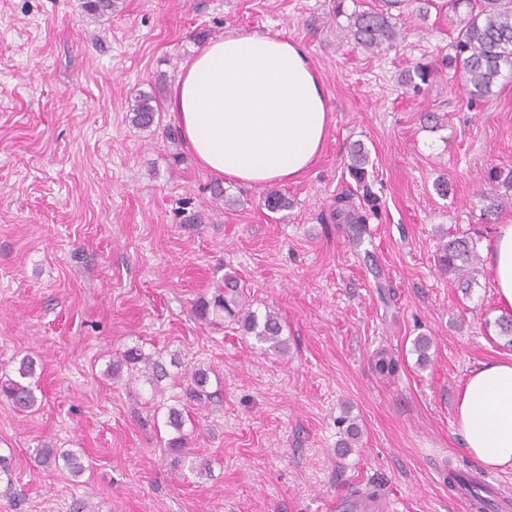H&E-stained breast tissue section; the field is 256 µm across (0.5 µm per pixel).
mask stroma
Listing matches in <instances>:
<instances>
[{
    "mask_svg": "<svg viewBox=\"0 0 512 512\" xmlns=\"http://www.w3.org/2000/svg\"><path fill=\"white\" fill-rule=\"evenodd\" d=\"M83 2L0 0V376L32 356L42 392L31 413L0 404V512H357L361 491L369 512H475L448 486L464 460L484 512H503L512 468L467 460L455 417L469 374L512 359L495 283L486 268L462 289L436 264L458 233L491 248L486 172L512 167V73L470 106L444 64L467 0H403L396 43L377 51L349 24L382 0H118L101 19ZM237 31L304 45L329 95L323 149L282 184L292 206L277 213L263 188L232 182L231 205L213 203L215 176L164 134L168 111L156 130L129 119L131 94L166 103L185 61ZM425 64L433 80L404 85ZM356 143L379 203L360 246L334 215L338 197L362 201L346 168ZM227 273L251 310L278 314L286 355L197 318ZM131 347L167 378L111 375ZM382 349L394 377L374 367ZM199 367L204 405L186 396ZM172 407L191 459L166 447ZM341 418L360 431L345 453ZM44 444L84 471L37 465Z\"/></svg>",
    "mask_w": 512,
    "mask_h": 512,
    "instance_id": "stroma-1",
    "label": "stroma"
}]
</instances>
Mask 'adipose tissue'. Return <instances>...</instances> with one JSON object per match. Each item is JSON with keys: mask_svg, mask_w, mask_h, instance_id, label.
Returning <instances> with one entry per match:
<instances>
[{"mask_svg": "<svg viewBox=\"0 0 512 512\" xmlns=\"http://www.w3.org/2000/svg\"><path fill=\"white\" fill-rule=\"evenodd\" d=\"M199 166L247 186L298 179L315 163L331 121L328 94L307 50L278 35L230 33L184 66L167 102ZM499 303L512 310V224L486 253ZM468 454L512 467V360L482 364L457 397Z\"/></svg>", "mask_w": 512, "mask_h": 512, "instance_id": "obj_1", "label": "adipose tissue"}]
</instances>
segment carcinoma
Masks as SVG:
<instances>
[{
	"mask_svg": "<svg viewBox=\"0 0 512 512\" xmlns=\"http://www.w3.org/2000/svg\"><path fill=\"white\" fill-rule=\"evenodd\" d=\"M116 0H85L87 13L97 17L109 16L116 9ZM349 32L354 41L368 49H378L384 44H392L398 36L396 26L391 22V14L382 9L359 11L352 16ZM448 67L454 69L464 82L465 92L471 101H481L491 93V87L502 76V70H512V6L505 7L502 0H478L471 7L469 15L461 22L455 41V55L447 58ZM130 120L139 129L149 130L159 124V108L156 98L139 92L130 97ZM370 164L369 152L364 145H354L349 155L347 168L355 181L362 186L363 201L370 211L376 210V198L371 194L366 177ZM490 182L505 189V194L496 196L494 202L486 207L487 215L498 218L499 213L512 201V169L504 170L494 166L489 169ZM263 205L271 212H279L291 207V202L279 189L270 187L264 193ZM336 220L346 225L348 236L356 243L361 242L366 232V212L349 204L345 198L336 200ZM442 271L454 275L456 282L469 285L474 274L479 271L482 259L477 248V240L470 236L455 237L442 244L437 256ZM224 292L204 301L196 308L200 318H206L210 311H223L237 319L247 334L253 335L268 349L283 354L287 350L286 342L281 338L282 326L277 313L268 311L264 318H258L256 312L236 310L231 307L227 295L239 294L238 279L231 274L224 277ZM128 363L146 362V372L155 379L165 377L163 365L159 361L130 349L123 354ZM18 378L0 381V402H6L18 411H28L37 404V397L25 380L35 375V361L29 356L22 357L17 367ZM209 375L201 368L192 370L189 375L188 395L191 399L202 401L210 399L206 391ZM166 425L172 428L175 436L168 442L171 453L184 456L189 453L188 437L183 432L184 420L181 411L171 408L168 411ZM472 488H481L482 484L460 469L448 470V488L461 484Z\"/></svg>",
	"mask_w": 512,
	"mask_h": 512,
	"instance_id": "cac0c4a2",
	"label": "carcinoma"
}]
</instances>
